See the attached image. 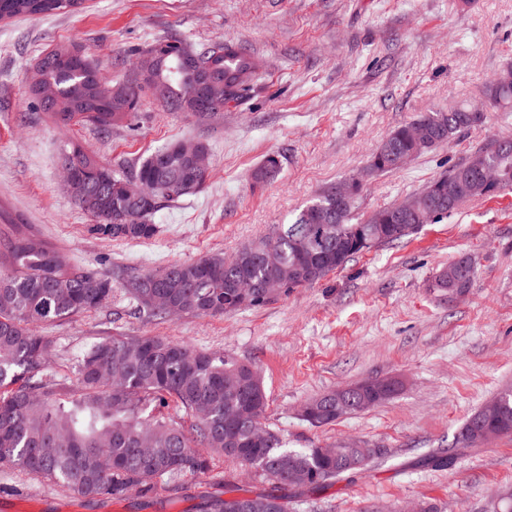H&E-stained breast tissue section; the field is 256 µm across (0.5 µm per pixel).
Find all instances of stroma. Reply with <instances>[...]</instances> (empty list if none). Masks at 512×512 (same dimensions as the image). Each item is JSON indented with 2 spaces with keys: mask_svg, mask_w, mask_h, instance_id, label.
<instances>
[{
  "mask_svg": "<svg viewBox=\"0 0 512 512\" xmlns=\"http://www.w3.org/2000/svg\"><path fill=\"white\" fill-rule=\"evenodd\" d=\"M160 37L198 47L231 41L259 56L265 73L246 106L199 123L153 97L130 125L103 132L56 125L30 95L26 75L56 45L76 42L112 80L137 83L131 51ZM512 64V0H88L78 12L0 23V207L81 267L158 270L239 248L291 221L326 187L359 173L396 126L430 110L478 104ZM512 137V109L369 180L353 221L422 190L496 140ZM81 141L127 170L175 141L210 148L205 188L158 211V235L115 240L90 233V215L63 185L61 153ZM278 156L264 187L252 173ZM469 257L478 276L456 300L430 292L436 271ZM53 367L74 378L82 351L106 336H164L255 363L269 395L267 424L300 450L362 439L386 455L363 474L315 492L296 512H406L431 498L443 512H486L512 485V436L493 439L437 469L472 413L512 387V190L464 202L400 242L372 249L306 288L255 309L215 317L139 314L123 290L102 308L38 329ZM397 377L384 405L314 427L310 399L365 379ZM260 489L253 471L216 461L208 475L97 508L62 487L0 464V501L13 512H198L225 487Z\"/></svg>",
  "mask_w": 512,
  "mask_h": 512,
  "instance_id": "stroma-1",
  "label": "stroma"
}]
</instances>
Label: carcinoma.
Wrapping results in <instances>:
<instances>
[{"instance_id":"carcinoma-1","label":"carcinoma","mask_w":512,"mask_h":512,"mask_svg":"<svg viewBox=\"0 0 512 512\" xmlns=\"http://www.w3.org/2000/svg\"><path fill=\"white\" fill-rule=\"evenodd\" d=\"M75 4L77 0H0V18L73 12ZM76 48L74 43L58 45L29 70L27 80L54 90L52 99L40 103L43 111L62 126L91 124L103 131L131 120L142 88L126 85L127 97L122 100L98 94L97 87L110 81L86 51L71 55ZM146 50L161 56L165 66L168 90L161 101L179 112L185 99L195 95L198 122L209 119L216 99L243 103L262 71L254 54L233 43L195 49L164 38ZM144 51L138 52L136 62H141ZM480 106L485 112L512 109L511 67L489 82L481 105L463 103L446 112L420 114L416 121L428 128L429 141L414 139L410 122L395 127L371 154L367 169L374 176L401 170L394 157L414 159L435 149V140L482 124ZM177 146L170 143L120 174L80 142L67 145L62 161L69 164L83 193L97 200L98 209L90 213L96 221L92 232L114 239H151L159 232L150 222L157 211L204 188L207 175L189 158L174 155ZM485 152L499 169L498 186L489 187L462 161L412 195L416 207H425L449 185H458L455 204L441 209L440 220L469 199L511 190L512 138L494 142ZM280 168L278 157H267L254 170L253 185H266ZM143 183L156 188L151 202L135 190ZM352 193L351 202L342 204L331 196L330 188L323 189L291 221L260 238L263 249L257 253L238 251L231 258L209 254L119 280L70 264L47 242L33 246L32 227L15 223L0 208V463L100 503L124 500L132 491L147 497L164 482L208 473L217 458L254 468L255 476L269 485L241 495L226 489L224 498L206 496L209 512H290V506L307 501L316 490L360 473L354 465L363 448L356 443L338 442L332 454L316 445L301 451L285 447L280 434L264 423L268 396L251 363L170 338L145 336L138 342L108 336L83 351L74 386L52 372V342L35 331L40 324L98 310L112 298L116 282L136 308L152 318L168 316L173 305L198 317L258 307L270 299L243 300L236 288L241 280L260 287L273 279L284 285L287 294L302 287L301 271L306 266L319 267L309 281L312 285L352 258L419 230L417 223L395 220V204L351 223L362 187L353 186ZM129 209L147 212L149 221L122 223L121 215ZM311 228L321 249L305 256L297 239ZM476 276L474 263L463 256L437 271L428 288L441 295L466 291ZM381 383L364 380L340 395L332 391L314 398L307 402L313 411L304 421L313 427L332 424L386 403L402 387L396 378L383 390ZM491 404L494 412L485 406L460 426L455 452L475 449L491 434H512V389ZM170 406L177 413L175 419L159 413Z\"/></svg>"}]
</instances>
